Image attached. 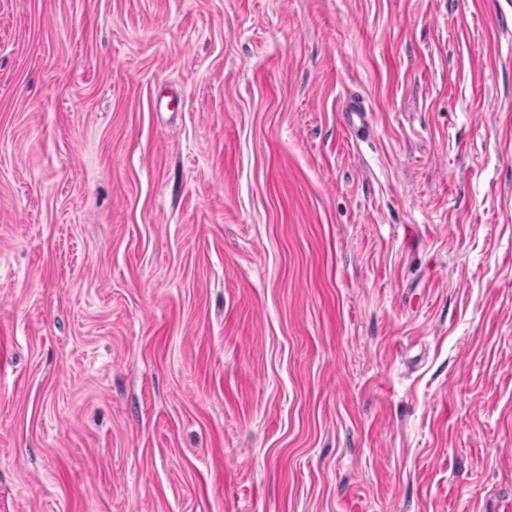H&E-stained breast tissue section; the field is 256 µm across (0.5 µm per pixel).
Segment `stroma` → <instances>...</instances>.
Instances as JSON below:
<instances>
[{"label":"stroma","instance_id":"stroma-1","mask_svg":"<svg viewBox=\"0 0 512 512\" xmlns=\"http://www.w3.org/2000/svg\"><path fill=\"white\" fill-rule=\"evenodd\" d=\"M0 512H512V0H0ZM345 117L347 123L360 136L369 133L368 110L362 99L349 97L345 101Z\"/></svg>","mask_w":512,"mask_h":512}]
</instances>
